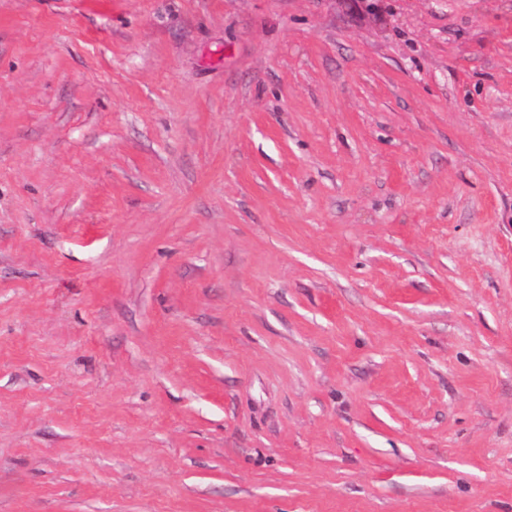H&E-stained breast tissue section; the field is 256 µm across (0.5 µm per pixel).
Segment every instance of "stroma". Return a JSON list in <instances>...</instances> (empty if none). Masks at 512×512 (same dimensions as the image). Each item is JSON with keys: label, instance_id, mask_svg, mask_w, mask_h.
I'll return each instance as SVG.
<instances>
[{"label": "stroma", "instance_id": "1", "mask_svg": "<svg viewBox=\"0 0 512 512\" xmlns=\"http://www.w3.org/2000/svg\"><path fill=\"white\" fill-rule=\"evenodd\" d=\"M0 512H512V0H0Z\"/></svg>", "mask_w": 512, "mask_h": 512}]
</instances>
